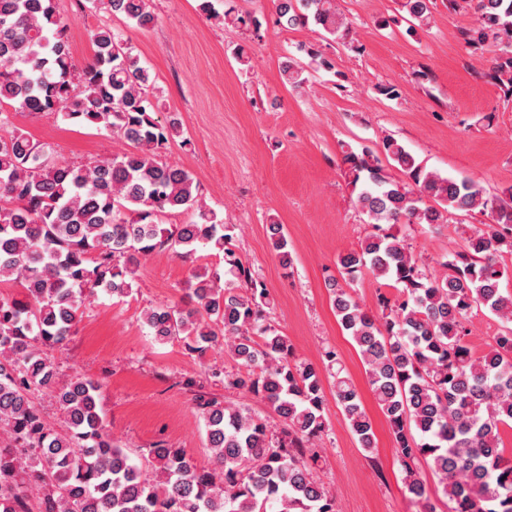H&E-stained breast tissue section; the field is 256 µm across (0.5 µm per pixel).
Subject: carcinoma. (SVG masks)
I'll return each instance as SVG.
<instances>
[{"mask_svg":"<svg viewBox=\"0 0 512 512\" xmlns=\"http://www.w3.org/2000/svg\"><path fill=\"white\" fill-rule=\"evenodd\" d=\"M141 29L154 26L152 0H87ZM433 0H400L410 27L430 24ZM477 25L468 44L490 43L499 55L492 76L512 85V0H475ZM276 23L309 24L345 40L351 23L336 0H277ZM93 58L72 61L56 0H0V279L14 278L20 299H0V512H336L331 489L314 478L311 455L326 433L319 368L295 357L287 337L267 322L271 300L250 266L229 248L234 226L201 203L193 175L158 153L179 134V119L161 123L155 78L121 32L100 26L89 36ZM317 67L331 59L297 46ZM293 57L284 83L304 88ZM55 112L125 140L132 150L111 159L59 163L52 149L10 128L7 109ZM356 208L374 232L359 250L338 258L344 285L331 279L341 328L359 347L368 384L388 419L404 487L427 489L413 467L421 458L439 478L451 512H512V459L500 448V426L512 423V293L505 257L512 256V187L489 196L472 180L426 170L392 136L380 150L342 152ZM395 168L406 181L394 179ZM491 210L495 224L469 236L428 274L423 261L384 224H443L456 211ZM190 211L195 219L168 228L162 217ZM281 264H292L283 225H269ZM224 253L227 269L194 270L185 299L151 308L144 324L153 340L185 350L225 348L240 370L226 385L267 404L281 436L249 407L196 398L212 466L165 443L150 450L153 476L109 433L101 381L75 372L63 378L45 352L72 335L90 298L132 290L141 259L167 251L190 259L198 249ZM369 274L398 289L378 312L347 288ZM487 310L502 321L482 353L466 323ZM323 364L362 450H375L359 393L333 350ZM50 394L61 428L45 421L37 398Z\"/></svg>","mask_w":512,"mask_h":512,"instance_id":"1","label":"carcinoma"}]
</instances>
